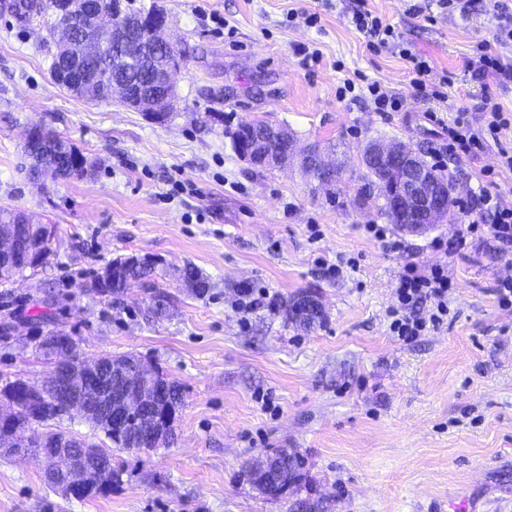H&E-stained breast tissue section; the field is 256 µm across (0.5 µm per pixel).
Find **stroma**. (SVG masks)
I'll return each instance as SVG.
<instances>
[{
	"label": "stroma",
	"mask_w": 512,
	"mask_h": 512,
	"mask_svg": "<svg viewBox=\"0 0 512 512\" xmlns=\"http://www.w3.org/2000/svg\"><path fill=\"white\" fill-rule=\"evenodd\" d=\"M165 9L168 35L184 51L178 104L157 124L117 101L88 102L56 86L55 51L38 22L0 0V206L52 224L46 263L0 285V386L38 383L50 365L39 344L60 329L81 359L132 355L177 381L184 405L167 447L114 451L122 479L94 500L63 497L35 456H0V512H512V308L496 288L512 280V250L472 238L434 250L473 216L422 233L389 224L361 160L368 141H402L425 159L442 143L429 112L478 121L483 98L512 111V84L472 79L474 44L493 39L495 0L448 12L439 0H369L409 52L429 60L416 95L410 61L371 51L350 22L353 0H130ZM298 12L287 24L288 11ZM318 14L316 26L303 16ZM318 50L308 70L296 49ZM366 76L400 97L385 116L370 98L341 100L345 80ZM290 130L297 149L319 144L336 177L319 183L299 167L257 169L234 152L244 120ZM41 125L88 160L67 180L29 179L24 151ZM512 148V126L478 160L447 168L463 200L485 186L482 169ZM388 224L393 252L366 227ZM135 255L155 267L164 296L141 285L120 297L91 289L113 260ZM345 266L325 276L316 257ZM447 268L448 320L406 344L391 336L388 310L408 263ZM197 267L210 288L195 295L177 277ZM269 303L239 312V289ZM303 295L324 306L306 328L288 307ZM288 451L302 478L277 501L242 473L256 458Z\"/></svg>",
	"instance_id": "obj_1"
}]
</instances>
